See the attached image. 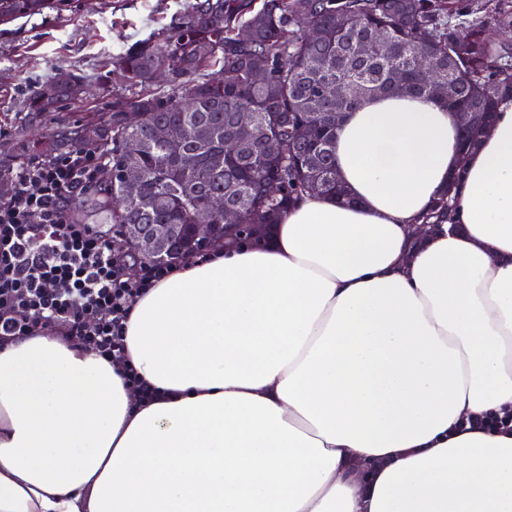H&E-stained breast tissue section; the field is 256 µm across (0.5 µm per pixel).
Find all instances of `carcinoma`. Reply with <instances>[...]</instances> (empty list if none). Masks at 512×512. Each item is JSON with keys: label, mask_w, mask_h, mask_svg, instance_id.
<instances>
[{"label": "carcinoma", "mask_w": 512, "mask_h": 512, "mask_svg": "<svg viewBox=\"0 0 512 512\" xmlns=\"http://www.w3.org/2000/svg\"><path fill=\"white\" fill-rule=\"evenodd\" d=\"M71 0H0V24L69 10ZM319 37L303 36L304 24ZM248 26L252 37L237 38ZM388 35L383 45L379 33ZM266 66L262 84L251 64ZM425 61L438 79L451 80L456 112L477 108L492 119L499 101L512 98V42L485 36L483 9L470 0H188L173 26L162 27L112 56V110L87 125L99 128L98 145L112 150L106 172L105 205L114 224H216L208 215L212 195L239 211L240 223L264 224L265 235L280 215L310 191L342 199L334 161L336 125L325 112H352L361 101L404 74L410 93L431 96ZM169 72L161 86L154 71ZM343 83V95H322L327 82ZM93 75L71 73L48 107L43 88L30 98V111L53 112L76 104L94 87ZM256 113L245 138L233 114ZM178 127L180 139L158 143L152 129ZM200 156L186 169L180 157ZM134 161L145 174V201L118 203L120 173ZM276 179L280 195L270 199L264 183ZM448 193L424 217L448 220Z\"/></svg>", "instance_id": "1"}]
</instances>
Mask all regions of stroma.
Masks as SVG:
<instances>
[{"label":"stroma","mask_w":512,"mask_h":512,"mask_svg":"<svg viewBox=\"0 0 512 512\" xmlns=\"http://www.w3.org/2000/svg\"><path fill=\"white\" fill-rule=\"evenodd\" d=\"M184 2L77 0L61 14L0 25V170L19 167L61 126H80L112 106L111 93L94 91L79 105L33 113L29 98L39 85L61 73L100 71L124 44L173 23Z\"/></svg>","instance_id":"obj_1"}]
</instances>
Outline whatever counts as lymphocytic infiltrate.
<instances>
[{
	"mask_svg": "<svg viewBox=\"0 0 512 512\" xmlns=\"http://www.w3.org/2000/svg\"><path fill=\"white\" fill-rule=\"evenodd\" d=\"M107 153L73 148L34 156L0 203V344L51 330L72 346L114 359L134 299L172 270L146 262L136 276L106 236L74 221V199L100 190Z\"/></svg>",
	"mask_w": 512,
	"mask_h": 512,
	"instance_id": "1",
	"label": "lymphocytic infiltrate"
}]
</instances>
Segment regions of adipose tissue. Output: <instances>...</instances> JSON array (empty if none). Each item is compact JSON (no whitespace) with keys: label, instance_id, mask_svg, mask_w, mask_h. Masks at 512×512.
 <instances>
[{"label":"adipose tissue","instance_id":"1","mask_svg":"<svg viewBox=\"0 0 512 512\" xmlns=\"http://www.w3.org/2000/svg\"><path fill=\"white\" fill-rule=\"evenodd\" d=\"M459 138L440 100L367 97L336 127L349 202L188 258L120 360L0 345V512H512V100Z\"/></svg>","mask_w":512,"mask_h":512}]
</instances>
